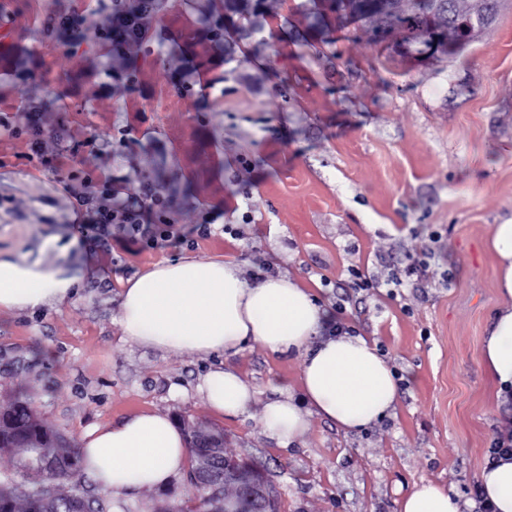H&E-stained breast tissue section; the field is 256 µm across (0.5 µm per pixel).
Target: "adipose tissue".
I'll return each instance as SVG.
<instances>
[{"label":"adipose tissue","mask_w":512,"mask_h":512,"mask_svg":"<svg viewBox=\"0 0 512 512\" xmlns=\"http://www.w3.org/2000/svg\"><path fill=\"white\" fill-rule=\"evenodd\" d=\"M490 245L497 257L500 299L483 339L481 358L493 379L499 403L512 400V220L494 225ZM46 263L30 254H0V310L23 311L64 305L78 294L83 276L69 266L78 239L59 244ZM120 319L126 342L179 353H226L252 341L273 352L307 349L300 383L311 412L351 431L393 408L398 383L387 359L359 336L318 339L324 315L311 292L296 281L267 278L247 282L239 268L221 259L185 258L159 262L127 279L120 291ZM220 415L244 411L255 389L230 370L214 369L200 386ZM264 425L280 442L303 435L308 421L292 398L269 402ZM86 472L102 488L121 498L143 487L166 488L186 465L183 434L168 414L142 411L117 424L96 425L81 439ZM481 489L496 512H512V455L489 462ZM400 512H462L457 495L424 482L402 499Z\"/></svg>","instance_id":"obj_1"}]
</instances>
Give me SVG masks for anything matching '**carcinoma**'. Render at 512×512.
Returning <instances> with one entry per match:
<instances>
[{"label":"carcinoma","mask_w":512,"mask_h":512,"mask_svg":"<svg viewBox=\"0 0 512 512\" xmlns=\"http://www.w3.org/2000/svg\"><path fill=\"white\" fill-rule=\"evenodd\" d=\"M403 0H391V11L384 17L373 11L363 13V19H374V36L381 38L387 30L400 28L409 40L424 38L425 15L441 7L448 22V40L455 38V22L473 6V0H415L411 10L402 8ZM263 0L239 7V0H224V10L240 14L245 30L261 26ZM30 397L19 392L6 404L10 421L0 429V454L9 456L23 478L18 485L11 480H0V512H104L100 498H90L80 490L83 467L80 449L70 443L58 442L59 433L47 428L36 411L29 404ZM45 448L53 449L59 462L68 466V459L74 458L75 471H64L56 481L70 485L64 493H52L48 489L51 480L40 468V453Z\"/></svg>","instance_id":"1"}]
</instances>
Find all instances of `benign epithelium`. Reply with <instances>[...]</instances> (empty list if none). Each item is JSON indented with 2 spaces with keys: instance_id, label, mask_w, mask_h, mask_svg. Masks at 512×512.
Listing matches in <instances>:
<instances>
[{
  "instance_id": "1",
  "label": "benign epithelium",
  "mask_w": 512,
  "mask_h": 512,
  "mask_svg": "<svg viewBox=\"0 0 512 512\" xmlns=\"http://www.w3.org/2000/svg\"><path fill=\"white\" fill-rule=\"evenodd\" d=\"M498 2L477 3L469 14L458 21L459 37L448 41L436 19H431L429 29L419 55L427 58H451L474 42L479 33L497 14ZM191 448H210L212 452L201 457L199 468L189 475V481L204 494L211 505V512H244L242 501L237 497L225 495L230 483L239 485L243 496L255 503L257 512H278L276 488L268 479L265 471L246 457L228 456L218 452L224 447L228 436H213L193 426H186Z\"/></svg>"
}]
</instances>
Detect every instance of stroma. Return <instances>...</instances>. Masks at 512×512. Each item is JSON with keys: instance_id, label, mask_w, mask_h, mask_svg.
Returning <instances> with one entry per match:
<instances>
[{"instance_id": "obj_1", "label": "stroma", "mask_w": 512, "mask_h": 512, "mask_svg": "<svg viewBox=\"0 0 512 512\" xmlns=\"http://www.w3.org/2000/svg\"><path fill=\"white\" fill-rule=\"evenodd\" d=\"M114 4L0 0V120L35 113L44 128L37 146L0 135V250L56 261L43 239L89 223L79 200L105 182L121 202L159 192L174 238L150 246L112 227L104 246L86 239L71 254L85 275L72 302L0 311V402L25 387L75 443L139 411L191 416L266 466L279 512H400L423 481L472 499L512 419L480 355L499 301L491 229L512 218V0L464 51L431 62L407 52L404 31L373 41L369 24L312 0H266L264 28L247 38L233 18L220 40L204 35L218 0H163L120 50L78 41ZM187 257L236 262L249 282L291 278L325 312L343 304L346 325L394 368L393 412L354 432L312 415L283 444L264 407L299 398L303 352L126 342L122 282ZM415 259L423 271L405 277ZM353 267L372 288L352 287ZM216 366L256 389L244 412L217 415L200 392ZM195 500L182 475L106 505L170 512Z\"/></svg>"}]
</instances>
